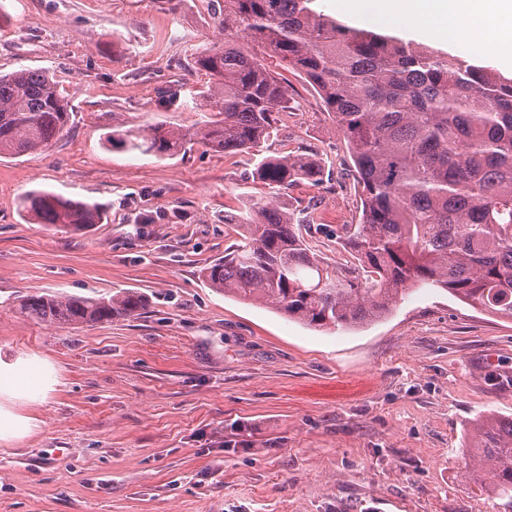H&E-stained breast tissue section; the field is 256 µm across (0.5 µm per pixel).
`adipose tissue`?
Masks as SVG:
<instances>
[{"label":"adipose tissue","instance_id":"adipose-tissue-1","mask_svg":"<svg viewBox=\"0 0 512 512\" xmlns=\"http://www.w3.org/2000/svg\"><path fill=\"white\" fill-rule=\"evenodd\" d=\"M379 12L385 16L399 15L402 21L425 17L439 35L450 44L463 47L474 37L475 21H494L501 32L500 41H488L483 49L497 54L501 43L512 41V0H405L402 10H395L391 0H379ZM52 371L47 364L32 368L30 363L0 365V397L31 401L44 397L52 384Z\"/></svg>","mask_w":512,"mask_h":512}]
</instances>
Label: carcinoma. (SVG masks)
<instances>
[{
	"mask_svg": "<svg viewBox=\"0 0 512 512\" xmlns=\"http://www.w3.org/2000/svg\"><path fill=\"white\" fill-rule=\"evenodd\" d=\"M224 38L193 58L210 76L197 94L216 119L193 131L155 125L114 131L130 152L174 158L196 143L254 158L269 196L224 223L238 240L203 270L209 286L257 302L315 329L375 321L411 288L441 287L484 312L512 320V76L471 57L418 46L389 32L350 27L312 8L315 0H213ZM275 56L318 92L344 133L361 216L339 230L357 253L342 274L312 252L310 224L284 201L298 183L319 184L310 155H262L288 117V83L264 62ZM71 112L53 75L23 68L0 74V156L49 149ZM25 219L73 233L103 223L96 202L33 190L19 200ZM148 306L137 291L110 297L33 293L20 312L49 325L132 318ZM463 468L512 508V418L477 422Z\"/></svg>",
	"mask_w": 512,
	"mask_h": 512,
	"instance_id": "1",
	"label": "carcinoma"
}]
</instances>
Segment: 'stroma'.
I'll use <instances>...</instances> for the list:
<instances>
[{"label": "stroma", "mask_w": 512, "mask_h": 512, "mask_svg": "<svg viewBox=\"0 0 512 512\" xmlns=\"http://www.w3.org/2000/svg\"><path fill=\"white\" fill-rule=\"evenodd\" d=\"M0 73L51 71L68 130L43 152L0 157V361L53 368L44 400L9 405L29 431L0 441V512H503L460 464L462 438L512 417V321L448 291L415 288L370 324L333 332L216 292L202 271L236 240L225 214L267 196L248 155L159 159L108 144L112 131L195 130L209 78L197 51L222 39L207 0H0ZM439 48L398 22L351 15ZM294 109L264 154L308 153L322 184H298L310 249L350 266L336 238L357 223L347 142L319 96L283 63ZM47 190L103 205L71 234L25 223L19 197ZM132 289L133 318L49 325L21 314L33 293Z\"/></svg>", "instance_id": "35a3bbf8"}]
</instances>
